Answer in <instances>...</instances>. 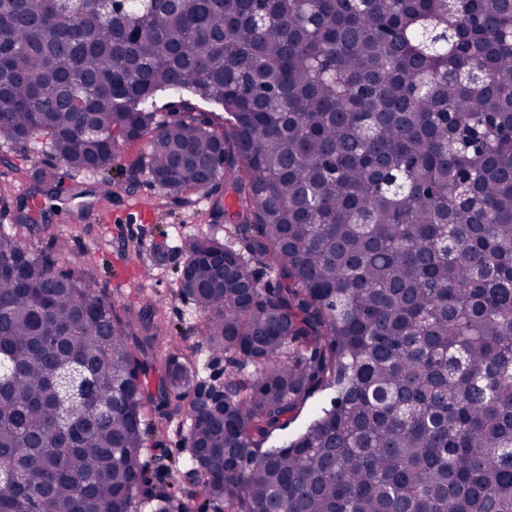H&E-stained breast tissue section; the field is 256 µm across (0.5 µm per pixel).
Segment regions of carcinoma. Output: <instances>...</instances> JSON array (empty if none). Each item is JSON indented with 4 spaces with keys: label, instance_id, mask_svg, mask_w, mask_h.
I'll use <instances>...</instances> for the list:
<instances>
[{
    "label": "carcinoma",
    "instance_id": "cac0c4a2",
    "mask_svg": "<svg viewBox=\"0 0 512 512\" xmlns=\"http://www.w3.org/2000/svg\"><path fill=\"white\" fill-rule=\"evenodd\" d=\"M42 137L224 195L153 249L224 395L163 301L0 225V512H512V0H0V141ZM175 416L196 495L146 475ZM328 403L329 396L327 393H319L315 395L307 402L297 417L290 423L288 429L283 433V436L292 437L298 434L310 422L316 408L320 405H326Z\"/></svg>",
    "mask_w": 512,
    "mask_h": 512
}]
</instances>
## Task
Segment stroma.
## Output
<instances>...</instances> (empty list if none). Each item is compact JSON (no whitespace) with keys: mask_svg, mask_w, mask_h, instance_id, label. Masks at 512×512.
Returning a JSON list of instances; mask_svg holds the SVG:
<instances>
[{"mask_svg":"<svg viewBox=\"0 0 512 512\" xmlns=\"http://www.w3.org/2000/svg\"><path fill=\"white\" fill-rule=\"evenodd\" d=\"M145 142L124 146L111 171V197L101 195L98 174L68 173L67 188L37 192L30 164L58 170L59 164L44 145L30 147L0 144V194L12 207H25L30 218L24 230L25 242L38 251H51L53 243L67 239L73 266L86 258L97 263L101 287L130 310L143 300H163L166 314L178 332L184 349L207 359V347L199 334L200 315L194 306L174 293L179 255L155 264L152 247L166 239L223 230L224 212L214 199L198 194L175 197L155 185L144 168ZM150 199L155 217L141 223L132 206ZM179 421L164 422L149 434L148 449L165 448L169 454L157 471L166 480L167 470L182 467L188 456L181 441Z\"/></svg>","mask_w":512,"mask_h":512,"instance_id":"stroma-1","label":"stroma"}]
</instances>
